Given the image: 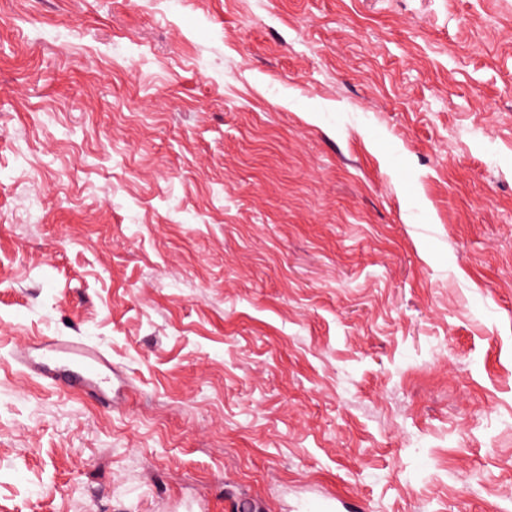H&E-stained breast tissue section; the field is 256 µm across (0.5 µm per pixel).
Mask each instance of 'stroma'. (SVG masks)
<instances>
[{
    "label": "stroma",
    "mask_w": 512,
    "mask_h": 512,
    "mask_svg": "<svg viewBox=\"0 0 512 512\" xmlns=\"http://www.w3.org/2000/svg\"><path fill=\"white\" fill-rule=\"evenodd\" d=\"M317 494L512 512V0H0V512ZM32 349L40 351L37 358L32 355ZM58 357L65 358L77 368L74 378L68 385L77 384L85 389L88 387L101 389L102 383L108 382L104 380L109 379L110 382V377L106 373L116 374L111 362L102 351L74 336L50 337L40 342L36 348L17 351L15 360L36 374L58 381L44 367L47 362L54 361Z\"/></svg>",
    "instance_id": "stroma-1"
}]
</instances>
